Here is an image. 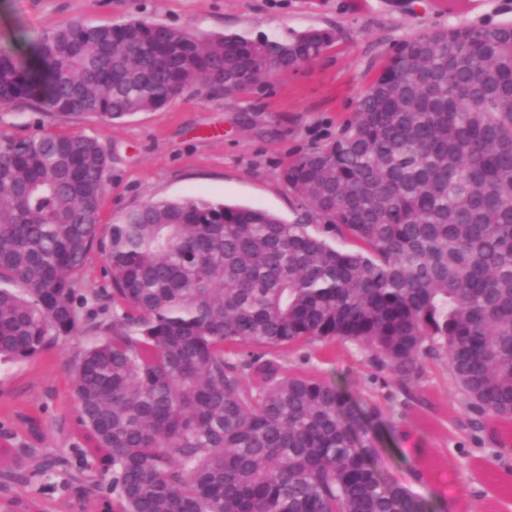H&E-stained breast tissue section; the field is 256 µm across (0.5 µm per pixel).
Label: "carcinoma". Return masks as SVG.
Masks as SVG:
<instances>
[{"label":"carcinoma","mask_w":512,"mask_h":512,"mask_svg":"<svg viewBox=\"0 0 512 512\" xmlns=\"http://www.w3.org/2000/svg\"><path fill=\"white\" fill-rule=\"evenodd\" d=\"M332 40L71 22L30 44L28 67L0 52V106L110 123L196 83L244 93ZM106 167L94 137L0 139V361L35 356L78 331L89 301H112L72 374L103 455L71 480L111 491L112 512H437L374 466L373 412L288 374L274 350L353 342L406 392L423 360H443L475 422L512 419V26L399 41L336 140L281 170L304 208L295 222L185 197L103 228ZM94 248L108 290L83 287ZM65 464L21 448L3 478Z\"/></svg>","instance_id":"carcinoma-1"}]
</instances>
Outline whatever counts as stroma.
I'll return each instance as SVG.
<instances>
[{"label": "stroma", "instance_id": "obj_1", "mask_svg": "<svg viewBox=\"0 0 512 512\" xmlns=\"http://www.w3.org/2000/svg\"><path fill=\"white\" fill-rule=\"evenodd\" d=\"M145 18L205 38L218 33L284 37L316 27L334 35L313 61L227 96L200 83L164 107L110 124L90 117L59 120L16 103L0 107V136L38 133L97 138L109 157L99 201L101 224L119 222L149 200L200 196L261 208L292 221L299 200L280 169L332 141L360 96L404 37L451 27L512 23V0H470L461 10L439 0H0V52L25 62L31 41L73 21L101 25ZM100 338L79 329L21 362L0 363V448H39L81 464L86 442L72 395V368ZM288 373L329 381L364 407L379 426L366 437L388 480L434 505L457 501L461 512H512V420L473 415L446 364L424 360L411 398L397 397L390 373L349 341L279 350ZM27 512H104L64 471L45 484L0 486V504Z\"/></svg>", "mask_w": 512, "mask_h": 512}]
</instances>
